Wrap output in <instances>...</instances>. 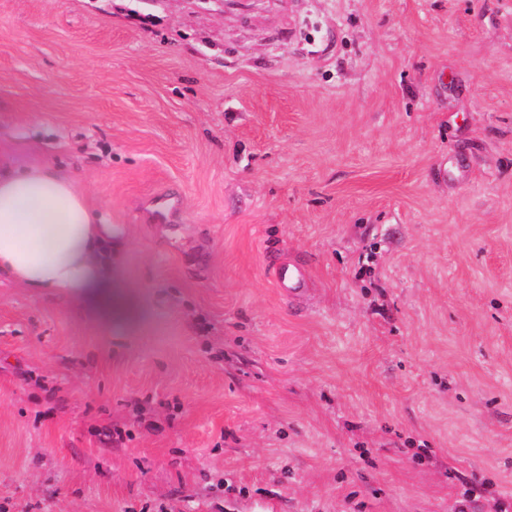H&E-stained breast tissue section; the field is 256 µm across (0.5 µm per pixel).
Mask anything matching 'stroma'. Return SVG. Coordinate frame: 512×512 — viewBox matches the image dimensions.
Segmentation results:
<instances>
[{
	"label": "stroma",
	"instance_id": "35a3bbf8",
	"mask_svg": "<svg viewBox=\"0 0 512 512\" xmlns=\"http://www.w3.org/2000/svg\"><path fill=\"white\" fill-rule=\"evenodd\" d=\"M34 165L125 307L0 280V512H512V0H0ZM275 288H279L280 294L292 300L295 296L303 291V287L310 277L307 266L288 265H272L270 268Z\"/></svg>",
	"mask_w": 512,
	"mask_h": 512
}]
</instances>
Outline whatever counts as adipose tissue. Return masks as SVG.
<instances>
[{
	"label": "adipose tissue",
	"mask_w": 512,
	"mask_h": 512,
	"mask_svg": "<svg viewBox=\"0 0 512 512\" xmlns=\"http://www.w3.org/2000/svg\"><path fill=\"white\" fill-rule=\"evenodd\" d=\"M101 223L74 181L47 166L0 173V275L37 291L95 297L111 312Z\"/></svg>",
	"instance_id": "obj_1"
}]
</instances>
